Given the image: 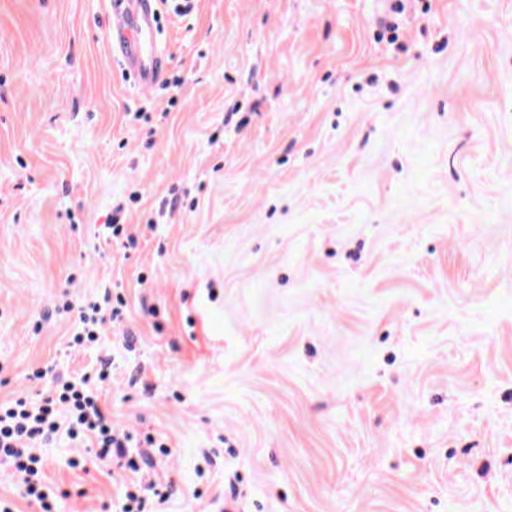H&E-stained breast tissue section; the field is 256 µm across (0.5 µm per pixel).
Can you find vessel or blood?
<instances>
[{"label": "vessel or blood", "mask_w": 512, "mask_h": 512, "mask_svg": "<svg viewBox=\"0 0 512 512\" xmlns=\"http://www.w3.org/2000/svg\"><path fill=\"white\" fill-rule=\"evenodd\" d=\"M110 19L113 58L139 87H153L166 60L158 47L154 0H112Z\"/></svg>", "instance_id": "b4317fda"}]
</instances>
